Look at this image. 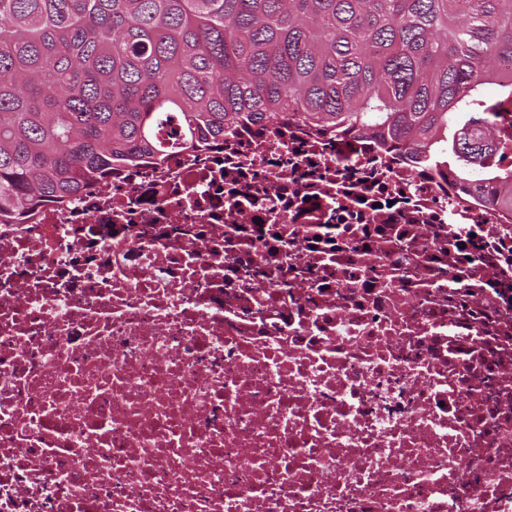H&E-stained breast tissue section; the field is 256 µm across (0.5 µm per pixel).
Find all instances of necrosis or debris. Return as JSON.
Returning a JSON list of instances; mask_svg holds the SVG:
<instances>
[{
    "label": "necrosis or debris",
    "instance_id": "obj_1",
    "mask_svg": "<svg viewBox=\"0 0 512 512\" xmlns=\"http://www.w3.org/2000/svg\"><path fill=\"white\" fill-rule=\"evenodd\" d=\"M0 512H512V216L294 120L0 216Z\"/></svg>",
    "mask_w": 512,
    "mask_h": 512
}]
</instances>
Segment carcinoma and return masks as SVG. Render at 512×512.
Listing matches in <instances>:
<instances>
[{
    "label": "carcinoma",
    "mask_w": 512,
    "mask_h": 512,
    "mask_svg": "<svg viewBox=\"0 0 512 512\" xmlns=\"http://www.w3.org/2000/svg\"><path fill=\"white\" fill-rule=\"evenodd\" d=\"M504 61L512 0H0V213L159 158L172 121L192 152L290 117L512 211V171L473 179L512 149Z\"/></svg>",
    "instance_id": "carcinoma-1"
}]
</instances>
